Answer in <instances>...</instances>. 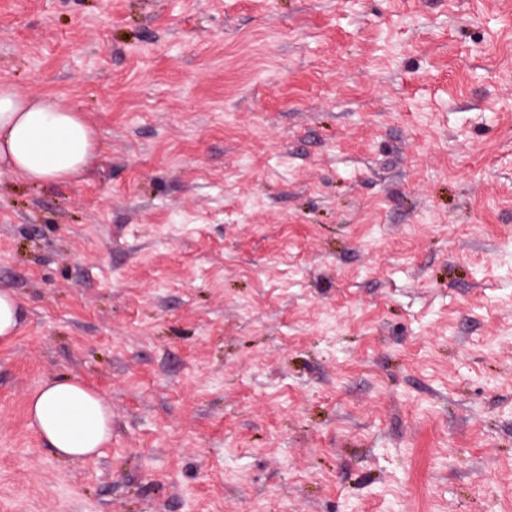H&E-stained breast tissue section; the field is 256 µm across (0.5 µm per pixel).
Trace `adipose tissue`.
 <instances>
[{
  "mask_svg": "<svg viewBox=\"0 0 512 512\" xmlns=\"http://www.w3.org/2000/svg\"><path fill=\"white\" fill-rule=\"evenodd\" d=\"M95 148L94 129L82 113L52 96H23L0 82V174L34 183L72 181ZM27 406L31 426L61 459L91 458L112 439L109 405L71 377L44 382Z\"/></svg>",
  "mask_w": 512,
  "mask_h": 512,
  "instance_id": "adipose-tissue-1",
  "label": "adipose tissue"
}]
</instances>
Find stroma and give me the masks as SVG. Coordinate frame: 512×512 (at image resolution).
<instances>
[{"mask_svg":"<svg viewBox=\"0 0 512 512\" xmlns=\"http://www.w3.org/2000/svg\"><path fill=\"white\" fill-rule=\"evenodd\" d=\"M1 80L98 150L0 175V512H512V0H0ZM20 311V301L14 291L0 286V340H10L17 334ZM27 406L31 426L61 459L91 458L112 439L111 408L71 377L44 382Z\"/></svg>","mask_w":512,"mask_h":512,"instance_id":"stroma-1","label":"stroma"}]
</instances>
